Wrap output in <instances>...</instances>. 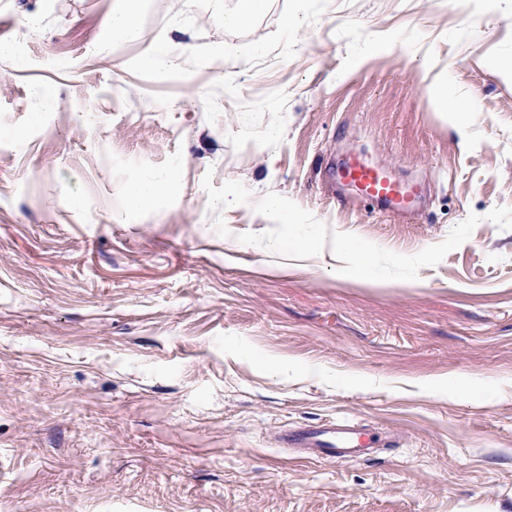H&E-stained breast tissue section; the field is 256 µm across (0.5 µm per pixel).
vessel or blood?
<instances>
[{"label":"vessel or blood","mask_w":512,"mask_h":512,"mask_svg":"<svg viewBox=\"0 0 512 512\" xmlns=\"http://www.w3.org/2000/svg\"><path fill=\"white\" fill-rule=\"evenodd\" d=\"M331 177L392 215L406 217L417 209L421 194L418 186L397 181L386 168L363 157H346L332 168ZM382 439L380 432L362 429L344 419L301 426L279 437L282 444L304 449L306 455L336 460L370 456Z\"/></svg>","instance_id":"b4317fda"}]
</instances>
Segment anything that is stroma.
Returning <instances> with one entry per match:
<instances>
[{
	"mask_svg": "<svg viewBox=\"0 0 512 512\" xmlns=\"http://www.w3.org/2000/svg\"><path fill=\"white\" fill-rule=\"evenodd\" d=\"M116 5L0 0V512H512V0ZM140 3V0H119L118 6L108 19V28L113 40L123 41L135 36ZM331 178L393 216L413 215L420 199L418 186L397 181L386 168L357 155L333 167ZM167 186L157 180H143L139 183L128 185L125 188V196L133 207H138L147 201L163 195ZM279 440L289 448H304L309 456L343 460L371 456L375 448L380 447L383 436L350 421L333 419L286 430L280 434Z\"/></svg>",
	"mask_w": 512,
	"mask_h": 512,
	"instance_id": "obj_1",
	"label": "stroma"
}]
</instances>
